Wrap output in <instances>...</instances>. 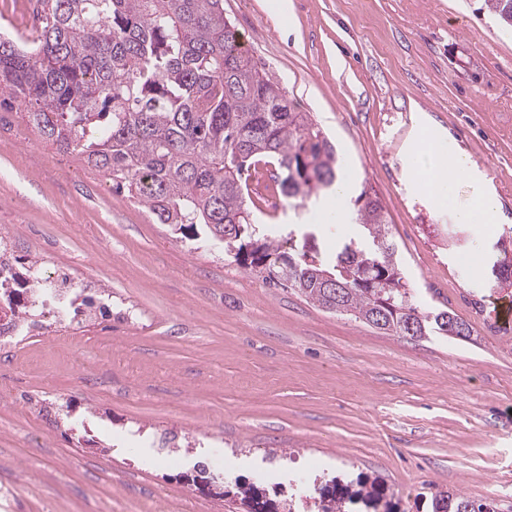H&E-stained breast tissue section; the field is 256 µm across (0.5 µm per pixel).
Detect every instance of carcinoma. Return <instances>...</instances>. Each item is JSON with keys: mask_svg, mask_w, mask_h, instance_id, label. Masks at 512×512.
I'll list each match as a JSON object with an SVG mask.
<instances>
[{"mask_svg": "<svg viewBox=\"0 0 512 512\" xmlns=\"http://www.w3.org/2000/svg\"><path fill=\"white\" fill-rule=\"evenodd\" d=\"M37 36L0 34V109L15 110L41 142L74 153L149 210L175 235L225 237L224 253L314 305L349 314L395 336L448 334L469 326L448 310L411 303L384 207L364 188L355 199L366 243L336 255L288 246L255 222L249 171L277 161L282 194L305 201L335 184V148L240 47L224 0H36ZM317 494L318 512H373L384 490L334 477ZM246 512H293L264 490L236 486ZM432 512H496L463 494L436 491Z\"/></svg>", "mask_w": 512, "mask_h": 512, "instance_id": "obj_1", "label": "carcinoma"}]
</instances>
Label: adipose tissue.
Wrapping results in <instances>:
<instances>
[{
  "mask_svg": "<svg viewBox=\"0 0 512 512\" xmlns=\"http://www.w3.org/2000/svg\"><path fill=\"white\" fill-rule=\"evenodd\" d=\"M409 167L422 173L430 198L440 208L447 206L458 180L464 178L472 184L471 203L460 212L459 223H498L497 200L486 190L482 175L474 168L469 157L451 148L447 139L433 125L420 126L409 148Z\"/></svg>",
  "mask_w": 512,
  "mask_h": 512,
  "instance_id": "adipose-tissue-1",
  "label": "adipose tissue"
}]
</instances>
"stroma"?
<instances>
[{"mask_svg": "<svg viewBox=\"0 0 512 512\" xmlns=\"http://www.w3.org/2000/svg\"><path fill=\"white\" fill-rule=\"evenodd\" d=\"M224 0L248 52L336 146L345 223L326 198L257 200L259 222L312 227L328 255L360 240L352 199L380 198L420 311L445 306L469 339L392 336L275 288L223 252L180 241L78 156L0 110V234L107 316L0 341V512H242L199 492L226 485L377 481L394 512L435 489L512 512V321L472 258L512 235V30L485 0ZM429 118L497 197L495 233L462 224L460 180L435 208L407 173Z\"/></svg>", "mask_w": 512, "mask_h": 512, "instance_id": "obj_1", "label": "stroma"}]
</instances>
